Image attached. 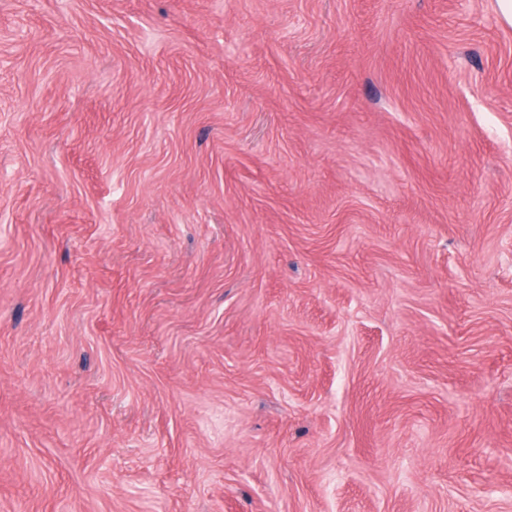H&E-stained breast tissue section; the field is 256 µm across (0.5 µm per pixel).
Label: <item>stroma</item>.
<instances>
[{
	"mask_svg": "<svg viewBox=\"0 0 512 512\" xmlns=\"http://www.w3.org/2000/svg\"><path fill=\"white\" fill-rule=\"evenodd\" d=\"M0 512H512L496 0H0Z\"/></svg>",
	"mask_w": 512,
	"mask_h": 512,
	"instance_id": "1",
	"label": "stroma"
}]
</instances>
